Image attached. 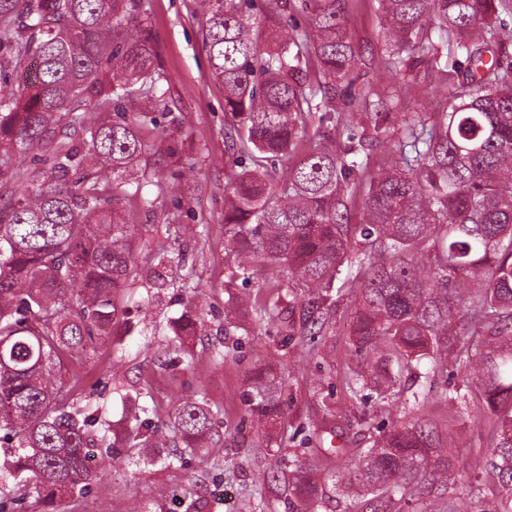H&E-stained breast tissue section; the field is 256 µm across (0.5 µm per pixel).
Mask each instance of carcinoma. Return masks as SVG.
I'll use <instances>...</instances> for the list:
<instances>
[{"label":"carcinoma","instance_id":"1","mask_svg":"<svg viewBox=\"0 0 512 512\" xmlns=\"http://www.w3.org/2000/svg\"><path fill=\"white\" fill-rule=\"evenodd\" d=\"M203 41L212 74L224 85L225 137L251 165L224 197V249L243 280L278 272L273 292L252 303L254 321L288 311L313 335L329 322L341 289L355 290L361 370L348 380L361 401L369 389L399 417L376 427L371 445L344 472L361 512H387L396 499L436 498L469 471L487 472L512 512V44L499 10L512 0H379L387 34L377 89L348 95L373 133L336 151L312 140V112L338 126L336 85L351 86L360 63L345 15L349 0H265L283 16L302 12L315 37L284 25L259 41V0H202ZM138 0H0V68L19 79L0 96V512L32 494L56 503L82 494L106 471L90 465L110 441L112 421L71 400L56 381L67 357L84 358L118 321L115 292L130 276L133 232L126 202L143 209L164 194L129 192L124 174L142 153L139 127L118 112L139 86L146 117L162 102L145 29L128 17ZM314 57L322 80L308 75ZM423 85L444 91L438 123L403 104ZM79 99L110 117L75 111ZM390 144L385 166L368 170L369 147ZM288 165L275 189L269 165ZM112 170V179L98 170ZM364 195L363 219L349 222V192ZM151 287H167L172 262L154 256ZM195 325L189 311L170 321L169 346L182 350ZM454 356L471 369L467 392L444 394L448 408L468 398L494 416L492 443L473 460L448 451V430L415 390L420 366L433 374ZM282 379L258 376L249 411L283 420ZM125 443L146 463L172 464L169 446L208 447L217 415L202 395L178 403L162 431L154 397L139 390ZM288 482L318 502L312 468L300 462Z\"/></svg>","mask_w":512,"mask_h":512}]
</instances>
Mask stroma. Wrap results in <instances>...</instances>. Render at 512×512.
I'll list each match as a JSON object with an SVG mask.
<instances>
[{
	"instance_id": "obj_1",
	"label": "stroma",
	"mask_w": 512,
	"mask_h": 512,
	"mask_svg": "<svg viewBox=\"0 0 512 512\" xmlns=\"http://www.w3.org/2000/svg\"><path fill=\"white\" fill-rule=\"evenodd\" d=\"M348 27L360 45L365 67L357 72L355 90L371 89L372 63L378 62L385 30L378 0H351ZM138 22L144 24L154 48V68L165 93V108L155 123L141 122L135 100L123 102L127 118L140 121L145 148L135 169L142 173V191H166L150 212L137 201L127 204L134 227L133 275L115 302L122 318L110 340L96 344L81 365L65 363L59 376L85 378L78 399L102 405L116 431H123L129 408L124 395L131 388L151 384L160 415L171 413L181 398L200 393L221 412L220 435L205 453L185 457L166 467L160 464L111 467L107 477L83 496L61 501L57 512H124L137 500L151 512H170L171 502L159 500L158 487L178 495L209 501L212 512H305L306 506L287 484L296 462L320 459L318 436L305 426L315 422L335 435L343 450L328 469L343 472L369 434L363 423L390 424L397 413L391 405L368 401L359 406L346 392V379L361 358L352 344L356 322L353 296L336 304L325 335L317 339L289 329L287 320L269 325L252 321L250 314L231 310L230 296L241 290L266 293L275 274L264 271L249 282L231 277L224 250V195L235 169L224 137V87L213 79L203 43L199 0H141ZM164 127L156 136L155 127ZM173 258L170 288L161 294L148 290L155 251ZM193 271L198 293L179 288L186 271ZM199 316L195 334L186 339L187 355L167 349L169 321L184 308ZM193 366H186V356ZM122 370L110 375L112 358ZM284 378L281 399L287 421L278 442L260 447L262 425L246 413L244 397L257 374ZM447 419L456 450L463 456L484 454L489 445V413L470 407L462 413L436 408ZM479 494L455 486L448 497L395 503L392 512H496L498 486L487 476H472Z\"/></svg>"
}]
</instances>
